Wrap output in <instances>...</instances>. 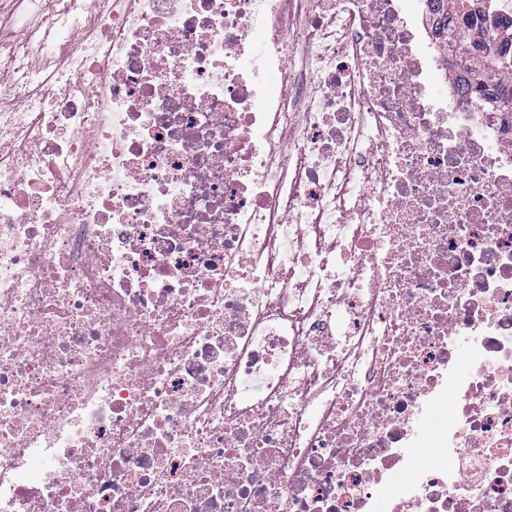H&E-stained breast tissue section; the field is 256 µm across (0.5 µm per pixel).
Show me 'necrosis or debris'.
I'll list each match as a JSON object with an SVG mask.
<instances>
[{"label":"necrosis or debris","mask_w":512,"mask_h":512,"mask_svg":"<svg viewBox=\"0 0 512 512\" xmlns=\"http://www.w3.org/2000/svg\"><path fill=\"white\" fill-rule=\"evenodd\" d=\"M0 5V512H512V113L431 0Z\"/></svg>","instance_id":"4bbe7bcc"}]
</instances>
